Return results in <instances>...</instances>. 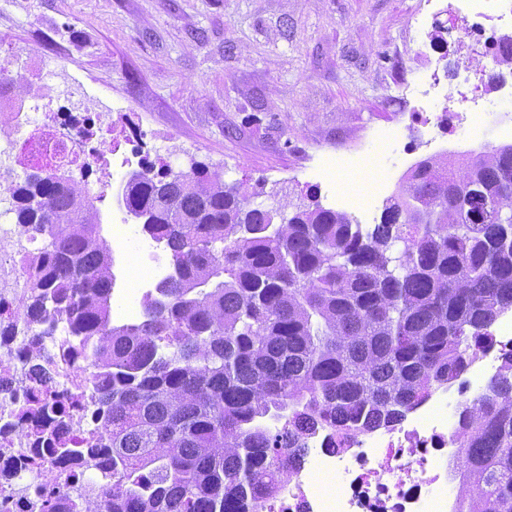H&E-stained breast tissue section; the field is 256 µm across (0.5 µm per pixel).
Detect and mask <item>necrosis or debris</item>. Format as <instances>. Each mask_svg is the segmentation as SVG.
Here are the masks:
<instances>
[{"label": "necrosis or debris", "instance_id": "1", "mask_svg": "<svg viewBox=\"0 0 512 512\" xmlns=\"http://www.w3.org/2000/svg\"><path fill=\"white\" fill-rule=\"evenodd\" d=\"M483 2L458 0L453 17L475 55L492 42L480 21ZM1 108L27 110L36 118L29 134L0 143V166L49 171L88 166L105 184L114 169L132 165L136 157L115 125H91L87 113H45L38 101L6 96H0ZM94 139L110 140L111 154L96 153ZM28 291L23 256L0 250V512H42L48 496L55 512H82L88 495L99 492L94 475L105 468L106 456L85 450L91 421L87 410L75 405L81 359H58L49 381L17 374L35 349L58 351L57 337L38 335L33 327L22 325L5 335L15 302ZM43 388L55 405L68 408L65 422L29 406V393ZM457 423L447 396L433 395L396 423L344 441L327 429L310 433L272 512H447L449 472L459 456ZM45 434L62 438L68 457L50 454L41 440Z\"/></svg>", "mask_w": 512, "mask_h": 512}]
</instances>
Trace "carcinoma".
I'll use <instances>...</instances> for the list:
<instances>
[{
    "instance_id": "1",
    "label": "carcinoma",
    "mask_w": 512,
    "mask_h": 512,
    "mask_svg": "<svg viewBox=\"0 0 512 512\" xmlns=\"http://www.w3.org/2000/svg\"><path fill=\"white\" fill-rule=\"evenodd\" d=\"M118 203L172 273L112 322V252L85 181L36 168L5 191L27 257L23 320L63 328L112 458L84 512H270L305 426L357 435L461 377L512 310V144L407 172L371 230L198 165L143 161ZM455 512H512V358L459 404Z\"/></svg>"
}]
</instances>
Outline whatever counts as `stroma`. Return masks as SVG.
Wrapping results in <instances>:
<instances>
[{"label": "stroma", "mask_w": 512, "mask_h": 512, "mask_svg": "<svg viewBox=\"0 0 512 512\" xmlns=\"http://www.w3.org/2000/svg\"><path fill=\"white\" fill-rule=\"evenodd\" d=\"M456 0H0L1 73L55 87L76 80L90 111L122 127L130 148L174 170L192 163L225 183L264 180L258 202L310 204L380 223L416 162L512 144V124L475 136L439 118L496 53L470 57L449 27ZM438 76L429 95L399 88ZM112 188L97 201L116 285L141 271L112 226L125 218ZM377 190L372 208L348 200Z\"/></svg>", "instance_id": "stroma-1"}]
</instances>
